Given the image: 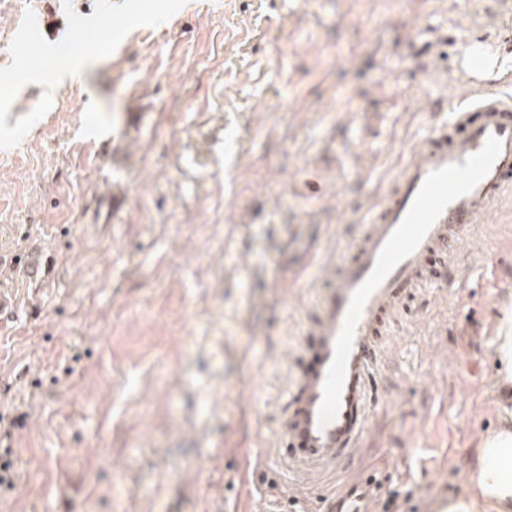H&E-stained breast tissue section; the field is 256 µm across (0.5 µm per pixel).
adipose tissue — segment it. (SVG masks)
<instances>
[{
  "label": "adipose tissue",
  "mask_w": 512,
  "mask_h": 512,
  "mask_svg": "<svg viewBox=\"0 0 512 512\" xmlns=\"http://www.w3.org/2000/svg\"><path fill=\"white\" fill-rule=\"evenodd\" d=\"M468 480L472 495L449 499L441 512H512V424L485 438Z\"/></svg>",
  "instance_id": "obj_1"
}]
</instances>
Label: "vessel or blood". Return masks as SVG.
<instances>
[{
    "label": "vessel or blood",
    "instance_id": "b4317fda",
    "mask_svg": "<svg viewBox=\"0 0 512 512\" xmlns=\"http://www.w3.org/2000/svg\"><path fill=\"white\" fill-rule=\"evenodd\" d=\"M471 92L411 147L360 234L331 265L319 291L306 359L290 386L278 438L298 468L302 512H367L382 487L373 474L336 488L319 472L354 460L377 409L372 375L394 315L415 289L443 285L449 260L474 227L512 196V93L487 57L455 54Z\"/></svg>",
    "mask_w": 512,
    "mask_h": 512
}]
</instances>
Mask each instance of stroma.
I'll return each mask as SVG.
<instances>
[{
	"instance_id": "35a3bbf8",
	"label": "stroma",
	"mask_w": 512,
	"mask_h": 512,
	"mask_svg": "<svg viewBox=\"0 0 512 512\" xmlns=\"http://www.w3.org/2000/svg\"><path fill=\"white\" fill-rule=\"evenodd\" d=\"M39 9L57 31L31 35ZM511 18L512 0H0V512H274L258 472L320 282L431 97L466 91L454 69L413 77L448 30ZM120 36L80 77H19ZM35 248L40 283L7 265ZM463 252L490 263L396 318L355 464L402 461L399 512L467 495L497 423L512 205Z\"/></svg>"
}]
</instances>
